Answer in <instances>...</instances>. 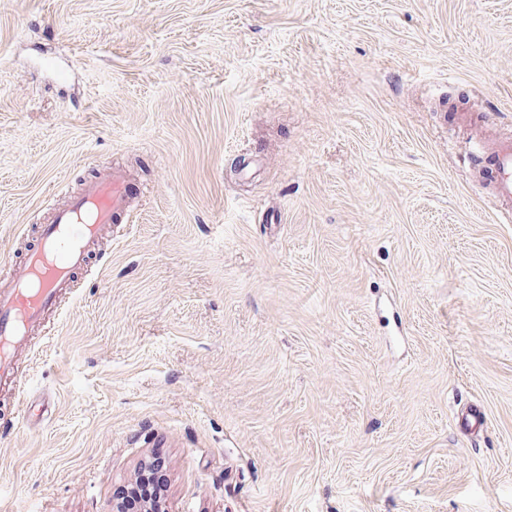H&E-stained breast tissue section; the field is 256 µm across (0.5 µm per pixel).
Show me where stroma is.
<instances>
[{"instance_id": "stroma-1", "label": "stroma", "mask_w": 512, "mask_h": 512, "mask_svg": "<svg viewBox=\"0 0 512 512\" xmlns=\"http://www.w3.org/2000/svg\"><path fill=\"white\" fill-rule=\"evenodd\" d=\"M512 0H0V268L146 185L0 379V512H512ZM488 415L468 436L466 405ZM492 164L488 184L494 198L512 203V136H499L490 146ZM161 461L153 457L150 467L138 477L133 484L121 488V505L126 509L124 512H141L139 509L144 504H150L154 512H165L162 504L165 481L159 472L156 464Z\"/></svg>"}]
</instances>
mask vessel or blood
I'll list each match as a JSON object with an SVG mask.
<instances>
[{
	"label": "vessel or blood",
	"mask_w": 512,
	"mask_h": 512,
	"mask_svg": "<svg viewBox=\"0 0 512 512\" xmlns=\"http://www.w3.org/2000/svg\"><path fill=\"white\" fill-rule=\"evenodd\" d=\"M490 156L491 193L512 203V136L497 137ZM141 194L134 179L101 173L83 184L52 223L42 226L23 271L0 283V376L10 372L16 349L83 268L101 225L128 214L131 202Z\"/></svg>",
	"instance_id": "1"
}]
</instances>
